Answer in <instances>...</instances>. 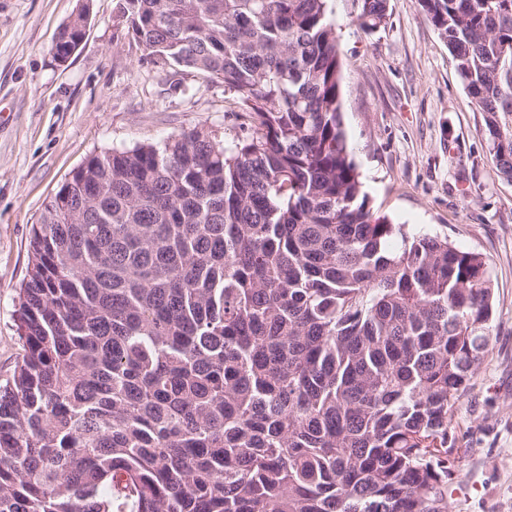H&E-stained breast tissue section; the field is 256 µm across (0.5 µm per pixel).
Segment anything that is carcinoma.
<instances>
[{
  "mask_svg": "<svg viewBox=\"0 0 512 512\" xmlns=\"http://www.w3.org/2000/svg\"><path fill=\"white\" fill-rule=\"evenodd\" d=\"M328 0H120L242 136L93 154L32 226L0 383V512H449L487 259L377 215ZM361 27L388 0H358ZM512 180V0H417Z\"/></svg>",
  "mask_w": 512,
  "mask_h": 512,
  "instance_id": "carcinoma-1",
  "label": "carcinoma"
}]
</instances>
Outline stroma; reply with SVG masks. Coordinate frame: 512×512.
<instances>
[{"label": "stroma", "instance_id": "1", "mask_svg": "<svg viewBox=\"0 0 512 512\" xmlns=\"http://www.w3.org/2000/svg\"><path fill=\"white\" fill-rule=\"evenodd\" d=\"M88 5L84 39L57 62L59 29ZM119 0H0V381L23 352L14 314L33 224L85 159L201 129L229 145L224 87L158 70L118 23ZM358 0H329L342 61L343 125L373 211L413 235L483 253L492 344L452 423L469 451L450 512H512V181L495 169L485 114L416 0H389L369 33Z\"/></svg>", "mask_w": 512, "mask_h": 512}]
</instances>
